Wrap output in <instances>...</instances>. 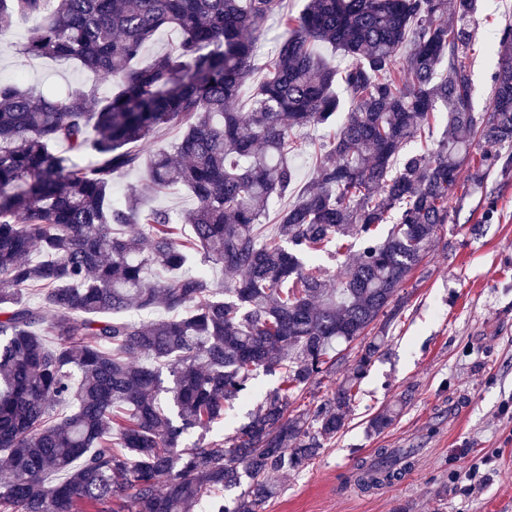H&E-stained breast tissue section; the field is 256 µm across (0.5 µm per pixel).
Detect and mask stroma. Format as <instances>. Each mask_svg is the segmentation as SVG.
<instances>
[{"label":"stroma","instance_id":"obj_1","mask_svg":"<svg viewBox=\"0 0 512 512\" xmlns=\"http://www.w3.org/2000/svg\"><path fill=\"white\" fill-rule=\"evenodd\" d=\"M472 57L475 106L486 110L498 40L512 27V0H479ZM58 94L88 81L66 60L26 59L0 50V77ZM335 128L311 131L293 160L287 208L313 179L315 154ZM404 308L380 358L369 366L344 428L306 467L279 474L278 497L262 512H512V170L493 171L483 189L453 205L428 256L404 290ZM399 406L393 424L371 434L374 414ZM378 448H412L417 463L401 480L371 491L349 483L358 460ZM480 469L475 480L454 470Z\"/></svg>","mask_w":512,"mask_h":512}]
</instances>
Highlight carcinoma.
Listing matches in <instances>:
<instances>
[{
    "instance_id": "obj_1",
    "label": "carcinoma",
    "mask_w": 512,
    "mask_h": 512,
    "mask_svg": "<svg viewBox=\"0 0 512 512\" xmlns=\"http://www.w3.org/2000/svg\"><path fill=\"white\" fill-rule=\"evenodd\" d=\"M280 8L0 0V34L17 16L39 20L16 54L73 60L98 79L62 98L22 74L0 79V512H190L207 496L208 512H260L275 494L269 474L307 466L343 428L400 292L449 221L463 167L473 192L512 168V51L498 53L487 110L474 107L477 0H308L282 16L289 35L243 112L257 34ZM164 27L179 46L143 63ZM317 42L341 53L342 70ZM339 112L314 183L267 233L271 200L295 181V132ZM442 112L436 146L406 150ZM164 127L179 129L176 147L141 154ZM476 141L486 147L477 158ZM141 167L152 189L178 185L194 208L178 220L145 209L135 186L115 200V180ZM353 237L361 248L331 286L315 260ZM198 253L224 271L223 293L206 270L187 269ZM160 305L177 316L140 320ZM356 340L350 361L339 346ZM340 361L330 396L289 411L291 394L320 386ZM260 370L278 385L258 391ZM254 396L232 435L208 437ZM398 413L373 416L370 432ZM413 454L379 448L357 481L396 480Z\"/></svg>"
}]
</instances>
